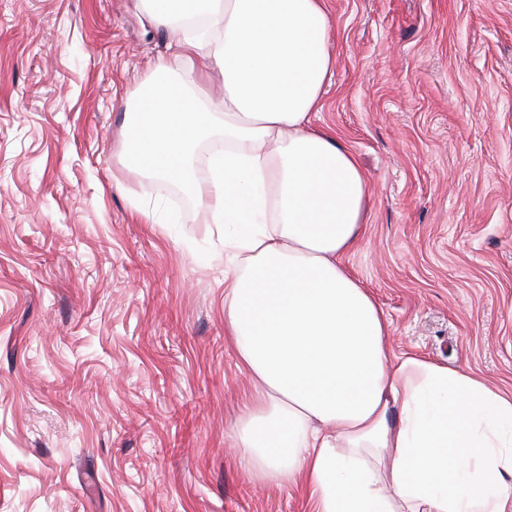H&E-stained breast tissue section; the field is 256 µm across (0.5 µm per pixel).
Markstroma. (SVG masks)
<instances>
[{"instance_id":"35a3bbf8","label":"stroma","mask_w":512,"mask_h":512,"mask_svg":"<svg viewBox=\"0 0 512 512\" xmlns=\"http://www.w3.org/2000/svg\"><path fill=\"white\" fill-rule=\"evenodd\" d=\"M329 7L345 263L392 350L512 392V0ZM168 53L135 0H0V512H309L241 465L223 228L120 160Z\"/></svg>"}]
</instances>
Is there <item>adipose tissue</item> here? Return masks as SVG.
<instances>
[{"mask_svg":"<svg viewBox=\"0 0 512 512\" xmlns=\"http://www.w3.org/2000/svg\"><path fill=\"white\" fill-rule=\"evenodd\" d=\"M138 6L171 56L130 98L122 162L186 187L225 227L224 333L255 387L243 467L298 485L311 512H512V394L393 352L344 263L369 184L316 123L334 66L328 0Z\"/></svg>","mask_w":512,"mask_h":512,"instance_id":"obj_1","label":"adipose tissue"}]
</instances>
